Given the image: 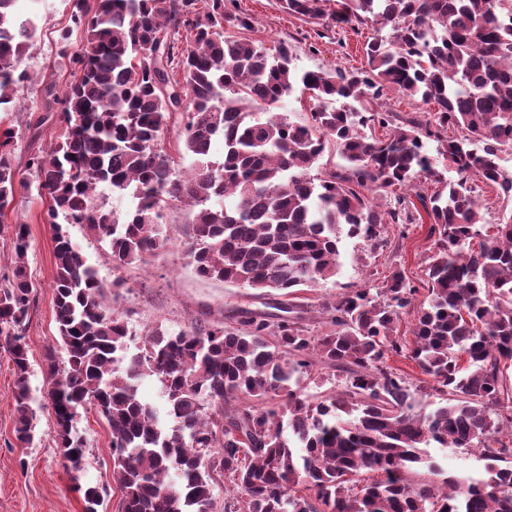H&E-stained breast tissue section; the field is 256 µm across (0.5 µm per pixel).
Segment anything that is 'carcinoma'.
<instances>
[{
    "label": "carcinoma",
    "mask_w": 512,
    "mask_h": 512,
    "mask_svg": "<svg viewBox=\"0 0 512 512\" xmlns=\"http://www.w3.org/2000/svg\"><path fill=\"white\" fill-rule=\"evenodd\" d=\"M24 0H0V112H10L37 38ZM324 0H279L282 10L322 20ZM337 24L369 21L368 68L298 72L288 48L270 52L240 38L251 27L224 0H71L72 26L59 55L73 80L58 100L59 128L26 168L48 199L55 228L51 307L66 354L44 356L42 398L56 420V443L71 470L85 465L80 410L107 423L119 512H512V215L480 243L481 206L473 177L512 195L499 153L512 149V0H341ZM187 48L178 49L180 39ZM418 98L424 117L383 109V90ZM309 95L313 123L279 111ZM341 101L336 108L333 103ZM179 123L180 170L165 131ZM389 130L385 138L367 133ZM464 132L445 147L459 179L418 199L434 238L428 293L398 269L377 288H346L320 308L329 329L311 336L291 296L336 277L342 228L376 246L385 226L400 234L422 214L396 194L434 174L422 137ZM13 128H0V219L18 188ZM224 142L221 162L212 142ZM481 150L470 148L472 141ZM345 161L313 170L326 145ZM110 191L120 214L98 203ZM393 197L382 209L377 196ZM193 208L189 265L201 278L288 298L287 317L262 314L245 329L156 326L135 354L134 336L107 284L63 230L80 224L120 266L146 264L167 244L162 216L172 203ZM29 225L13 224L15 267L0 280V336L14 365V432L34 441L36 399L25 341L33 285L26 274ZM414 316L413 341L397 335ZM415 363L444 402L419 400L424 386L387 365ZM333 369L343 387L311 398L302 376ZM162 385L166 419L138 394ZM472 448L488 461L479 478L443 469L428 448ZM84 512L105 490L76 486Z\"/></svg>",
    "instance_id": "carcinoma-1"
}]
</instances>
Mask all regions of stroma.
Instances as JSON below:
<instances>
[{
  "mask_svg": "<svg viewBox=\"0 0 512 512\" xmlns=\"http://www.w3.org/2000/svg\"><path fill=\"white\" fill-rule=\"evenodd\" d=\"M237 5L253 22L247 38L268 48L286 44L298 69H354L366 63L363 50L372 34L370 23L308 24L280 11L276 0H238ZM28 9L37 17L38 33L23 62L30 75L21 92L23 106L0 114V125L13 127L17 133L15 163L19 178L27 181L32 178L25 166L30 152L37 147H49L56 133L55 128H46L34 142L28 127L53 108L71 73L68 61L58 55L59 35L69 23L70 0H30ZM443 144L440 138L426 139L425 148L432 158L434 174L415 179L417 192L430 195L456 180L457 174L448 164ZM45 210L46 204L36 189L21 191L15 198L13 215L31 230L27 268L35 306L30 310L26 339L32 363L29 385L38 391L47 380L44 353L55 346L57 338L50 304L55 275L54 231L44 220ZM190 219L187 207L170 205L164 212L168 237L165 248L147 264L121 268L113 264L107 251L81 225L67 227L71 239L82 247L100 278L108 282L122 281L117 306L126 313L138 334L158 325L173 332L191 325L209 328L220 324L238 329L245 316L266 309L264 299L256 297L251 289L206 281L194 274L186 256ZM431 245L429 227L425 224L412 225L403 239L397 231H390L388 244L382 249L372 248L359 237H343L336 278L300 293L303 325L311 335H322L327 325L319 308L321 299L334 297L345 288L374 285L375 275H387L395 266L401 267L411 285L423 288L427 280L425 258ZM15 381L13 364L0 349V512H83V500L76 489L80 483L106 490L100 512H118L121 492L112 475L109 433L97 412L90 409L79 417L78 428L87 442L86 467L80 477H73L56 445V422L51 408L38 411L33 445L25 447L18 443L14 434Z\"/></svg>",
  "mask_w": 512,
  "mask_h": 512,
  "instance_id": "1",
  "label": "stroma"
}]
</instances>
